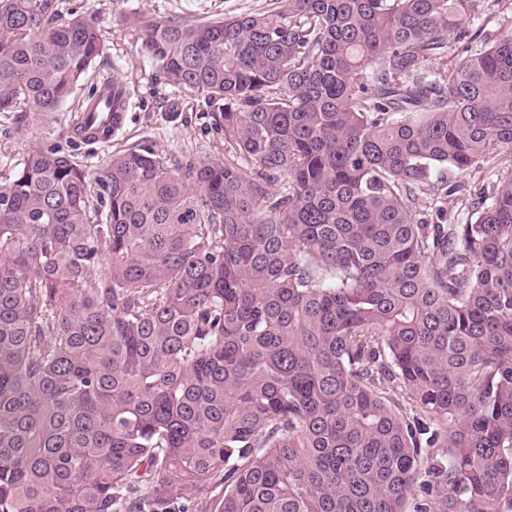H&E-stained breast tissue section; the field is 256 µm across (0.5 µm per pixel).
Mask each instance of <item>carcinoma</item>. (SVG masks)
<instances>
[{
    "instance_id": "1",
    "label": "carcinoma",
    "mask_w": 512,
    "mask_h": 512,
    "mask_svg": "<svg viewBox=\"0 0 512 512\" xmlns=\"http://www.w3.org/2000/svg\"><path fill=\"white\" fill-rule=\"evenodd\" d=\"M489 0L148 21L224 154L0 172V512H512V33ZM0 0V112L102 53ZM112 130L129 106L112 70ZM508 169L463 222L415 221ZM489 2V10L482 16L483 30L489 36H495L512 29V0H502L499 6Z\"/></svg>"
}]
</instances>
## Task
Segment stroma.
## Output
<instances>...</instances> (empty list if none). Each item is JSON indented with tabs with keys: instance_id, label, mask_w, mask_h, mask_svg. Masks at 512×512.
Segmentation results:
<instances>
[{
	"instance_id": "35a3bbf8",
	"label": "stroma",
	"mask_w": 512,
	"mask_h": 512,
	"mask_svg": "<svg viewBox=\"0 0 512 512\" xmlns=\"http://www.w3.org/2000/svg\"><path fill=\"white\" fill-rule=\"evenodd\" d=\"M265 4L266 0H51L58 15L75 12L95 21L103 55L76 89L75 101L63 104L51 119L32 112H0V169L20 161L36 145L75 154L92 171L112 154L142 144L179 159L222 154L224 130L214 112L203 95L157 76L152 61L140 52L138 24L150 19L232 17ZM116 68L125 72L131 83L122 128L106 142L72 140L70 129L79 114L78 100L110 78Z\"/></svg>"
}]
</instances>
